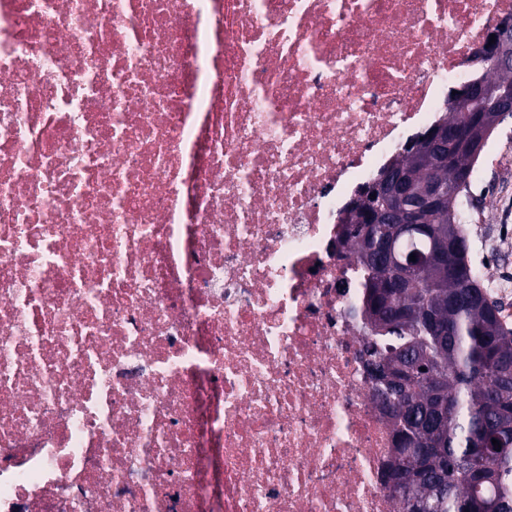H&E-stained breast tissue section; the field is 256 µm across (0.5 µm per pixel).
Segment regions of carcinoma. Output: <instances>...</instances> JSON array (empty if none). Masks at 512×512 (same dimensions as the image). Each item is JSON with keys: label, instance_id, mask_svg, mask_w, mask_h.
Returning <instances> with one entry per match:
<instances>
[{"label": "carcinoma", "instance_id": "carcinoma-1", "mask_svg": "<svg viewBox=\"0 0 512 512\" xmlns=\"http://www.w3.org/2000/svg\"><path fill=\"white\" fill-rule=\"evenodd\" d=\"M419 142L386 169L413 186L450 187L447 211L423 216L449 253L447 274L421 263L401 276L382 259L380 242L408 218L384 192L374 199L382 223L342 227L364 268L359 310L368 366L377 395L390 404V489L403 512H476L479 505L512 512V329L461 248L466 185L458 177L476 157L457 152L429 165L413 156Z\"/></svg>", "mask_w": 512, "mask_h": 512}]
</instances>
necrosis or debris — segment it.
Wrapping results in <instances>:
<instances>
[{
    "instance_id": "4bbe7bcc",
    "label": "necrosis or debris",
    "mask_w": 512,
    "mask_h": 512,
    "mask_svg": "<svg viewBox=\"0 0 512 512\" xmlns=\"http://www.w3.org/2000/svg\"><path fill=\"white\" fill-rule=\"evenodd\" d=\"M512 0H0V512H401L341 210Z\"/></svg>"
}]
</instances>
